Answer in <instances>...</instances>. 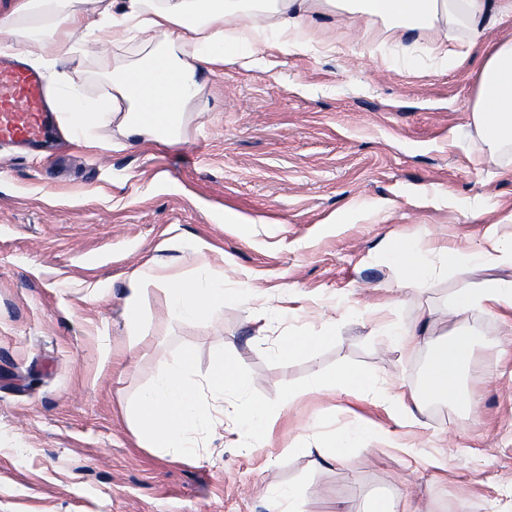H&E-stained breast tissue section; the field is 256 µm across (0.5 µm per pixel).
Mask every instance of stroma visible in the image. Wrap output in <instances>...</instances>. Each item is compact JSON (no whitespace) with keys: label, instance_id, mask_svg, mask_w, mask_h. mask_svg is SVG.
<instances>
[{"label":"stroma","instance_id":"obj_1","mask_svg":"<svg viewBox=\"0 0 512 512\" xmlns=\"http://www.w3.org/2000/svg\"><path fill=\"white\" fill-rule=\"evenodd\" d=\"M145 52L137 37L83 58L82 93L111 97L107 74ZM480 61L475 48L443 62L430 34L397 43L381 19L343 13L305 53L272 38L253 65H214L178 141L124 147L107 118L41 151L0 148V512H268L270 489L288 485L298 512L398 495L412 512H512V312L444 314L487 270L413 281L378 260L410 241L466 250L512 220V149L487 162L472 120ZM197 242L243 301L168 318L167 286L195 273ZM147 263L165 281L140 297L133 348L126 306ZM423 305L437 334L475 332L472 413L433 400L403 427L385 398L336 387L297 393L247 448L229 418L192 458L159 456L134 432V395L179 344L203 374L227 348L271 399L349 359L415 392L430 347L406 356L384 326L413 327ZM282 336L314 345L283 354ZM358 425L369 437L321 464L326 439ZM402 441L444 450L447 470L415 465Z\"/></svg>","mask_w":512,"mask_h":512}]
</instances>
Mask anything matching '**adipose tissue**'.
Here are the masks:
<instances>
[{"label":"adipose tissue","mask_w":512,"mask_h":512,"mask_svg":"<svg viewBox=\"0 0 512 512\" xmlns=\"http://www.w3.org/2000/svg\"><path fill=\"white\" fill-rule=\"evenodd\" d=\"M364 18H386L391 36L403 41L411 31L432 33L443 55L460 57L473 47L482 50L475 76L473 121L481 139L493 145H512V34L494 36L503 18H512V0H12L0 16V28L15 36L19 53L33 65H57L62 57L80 62L84 52L71 42L74 32L110 31L122 43L135 32L149 36L151 49L138 61L113 67L112 116L126 144L176 137L189 102L205 86L203 71L216 63L233 64L255 54L269 36L281 38L291 52L308 49L307 37L328 9ZM265 13L268 22L242 29L227 41L229 16ZM64 121L74 135H82L103 118L101 101L85 97L73 78H66L57 94ZM385 264L410 280H422L435 269L469 263L486 270L512 267V234L462 251L450 249L429 261L411 243L381 255ZM241 291L227 290L208 276L179 282L167 291V314L174 319L201 320L227 302L239 301ZM512 309V279L488 278L462 288L448 298L447 314L455 318L494 307ZM434 312L420 311L415 327L395 328L405 352L420 342L432 348L417 393L392 395L400 419L419 423L428 399L457 402L464 412L472 405L461 391V374L473 350L468 334L432 339Z\"/></svg>","instance_id":"obj_1"}]
</instances>
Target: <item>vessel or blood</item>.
<instances>
[{
    "label": "vessel or blood",
    "instance_id": "obj_1",
    "mask_svg": "<svg viewBox=\"0 0 512 512\" xmlns=\"http://www.w3.org/2000/svg\"><path fill=\"white\" fill-rule=\"evenodd\" d=\"M40 76L0 58V144L36 142L54 120Z\"/></svg>",
    "mask_w": 512,
    "mask_h": 512
}]
</instances>
